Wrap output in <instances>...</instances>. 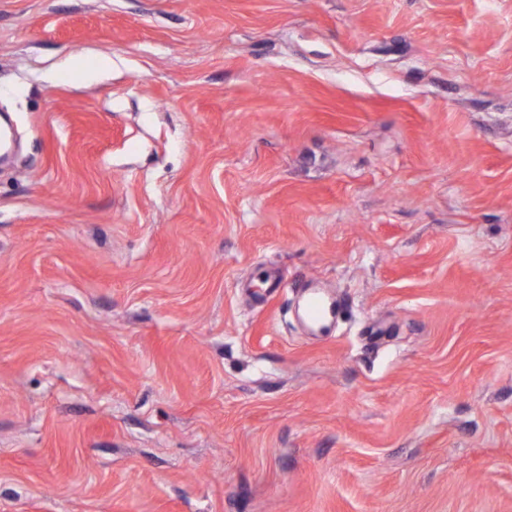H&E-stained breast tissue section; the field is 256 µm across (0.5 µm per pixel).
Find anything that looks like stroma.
Masks as SVG:
<instances>
[{
	"instance_id": "stroma-1",
	"label": "stroma",
	"mask_w": 512,
	"mask_h": 512,
	"mask_svg": "<svg viewBox=\"0 0 512 512\" xmlns=\"http://www.w3.org/2000/svg\"><path fill=\"white\" fill-rule=\"evenodd\" d=\"M0 113V512H512V0H0ZM307 317L313 327L321 329L335 313V305L319 292H311L307 301Z\"/></svg>"
}]
</instances>
